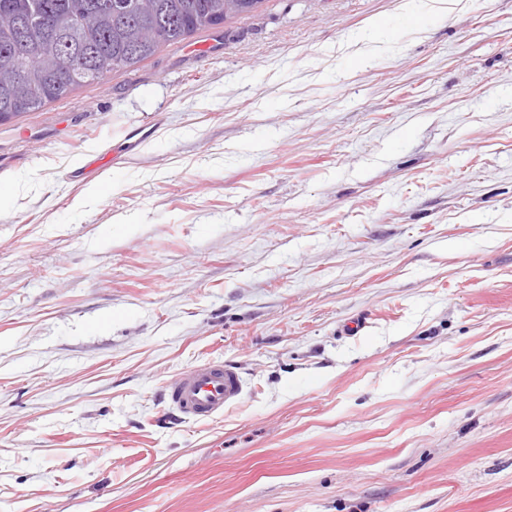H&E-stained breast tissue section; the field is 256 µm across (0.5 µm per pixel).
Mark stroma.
<instances>
[{
  "label": "stroma",
  "instance_id": "35a3bbf8",
  "mask_svg": "<svg viewBox=\"0 0 512 512\" xmlns=\"http://www.w3.org/2000/svg\"><path fill=\"white\" fill-rule=\"evenodd\" d=\"M199 37L0 123V512H512V0ZM246 383L237 367L209 360L186 368L164 387V401L182 421L216 419L239 404Z\"/></svg>",
  "mask_w": 512,
  "mask_h": 512
}]
</instances>
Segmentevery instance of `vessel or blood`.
I'll return each mask as SVG.
<instances>
[{"instance_id": "b4317fda", "label": "vessel or blood", "mask_w": 512, "mask_h": 512, "mask_svg": "<svg viewBox=\"0 0 512 512\" xmlns=\"http://www.w3.org/2000/svg\"><path fill=\"white\" fill-rule=\"evenodd\" d=\"M246 383L237 367L209 360L186 368L164 387V401L184 421L222 417L239 404Z\"/></svg>"}]
</instances>
